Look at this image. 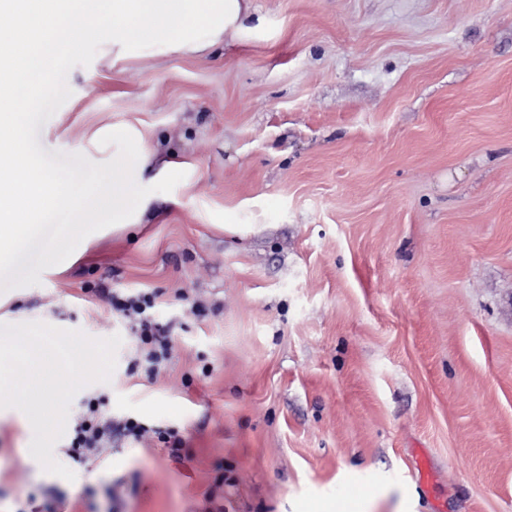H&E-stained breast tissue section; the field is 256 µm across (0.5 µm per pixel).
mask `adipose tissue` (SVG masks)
Returning <instances> with one entry per match:
<instances>
[{
	"instance_id": "ef3b65f1",
	"label": "adipose tissue",
	"mask_w": 512,
	"mask_h": 512,
	"mask_svg": "<svg viewBox=\"0 0 512 512\" xmlns=\"http://www.w3.org/2000/svg\"><path fill=\"white\" fill-rule=\"evenodd\" d=\"M0 7L11 10L18 25L0 30V126L10 131L0 139V164L9 172L0 180V262L23 240L27 222L96 193L94 186L42 171L21 128L22 101L52 70L61 45L73 47L77 35H93V22L103 13L118 20L112 28L116 57L153 43L174 52H202L265 27L254 0H0ZM127 166L126 159H116L105 176L118 228L140 223L145 212L131 193Z\"/></svg>"
}]
</instances>
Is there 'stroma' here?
<instances>
[{"label":"stroma","instance_id":"1","mask_svg":"<svg viewBox=\"0 0 512 512\" xmlns=\"http://www.w3.org/2000/svg\"><path fill=\"white\" fill-rule=\"evenodd\" d=\"M265 31L113 60V19L28 105L49 172L95 182L140 135L133 235L94 200L0 266V323L120 335L115 416L180 430L44 472L0 424V512H512V0H255ZM173 170H165L167 162ZM238 225L229 233L225 223ZM159 293L157 378L107 289ZM187 300H180V293ZM206 307L192 314L189 299Z\"/></svg>","mask_w":512,"mask_h":512}]
</instances>
